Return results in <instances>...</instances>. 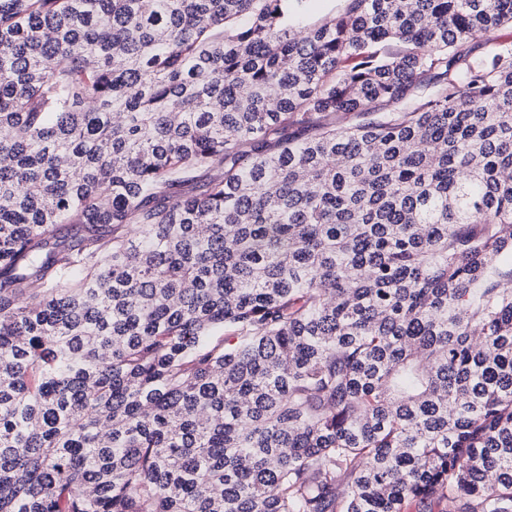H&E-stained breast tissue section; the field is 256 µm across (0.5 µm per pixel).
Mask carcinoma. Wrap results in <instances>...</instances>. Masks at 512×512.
<instances>
[{
  "mask_svg": "<svg viewBox=\"0 0 512 512\" xmlns=\"http://www.w3.org/2000/svg\"><path fill=\"white\" fill-rule=\"evenodd\" d=\"M308 2L0 0V512H512V0Z\"/></svg>",
  "mask_w": 512,
  "mask_h": 512,
  "instance_id": "1",
  "label": "carcinoma"
}]
</instances>
